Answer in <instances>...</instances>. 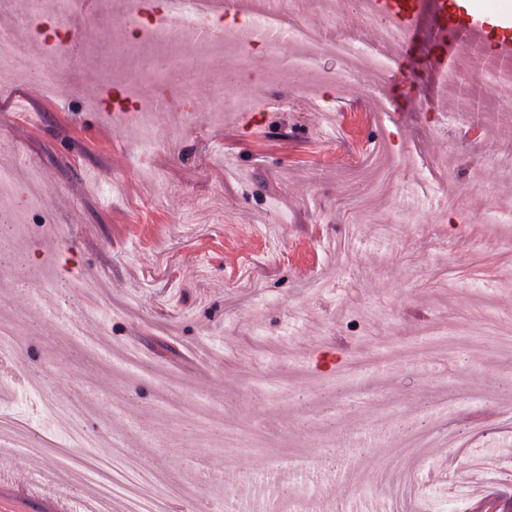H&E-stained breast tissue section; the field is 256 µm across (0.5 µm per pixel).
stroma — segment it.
I'll return each mask as SVG.
<instances>
[{"label": "stroma", "instance_id": "obj_1", "mask_svg": "<svg viewBox=\"0 0 512 512\" xmlns=\"http://www.w3.org/2000/svg\"><path fill=\"white\" fill-rule=\"evenodd\" d=\"M292 7L325 42L376 37L350 0L328 22L316 0ZM60 25L82 63L59 57L55 97L23 74L0 97V169L42 178L37 208L0 193V307L30 360L0 396V512L94 504L116 454L190 512H366L365 481L409 476L449 510L463 482L512 512V178L497 167L512 111L480 84L484 134L463 138L460 91L439 84L474 58L437 45L423 15L384 83L334 82L322 57V112L275 59L253 51L243 74L219 54L187 85L194 112L148 133L134 112L158 83L109 72L115 43L132 68L143 51L123 0H58L16 51L46 59ZM383 167L394 183L372 192ZM90 306L93 349L61 331ZM160 333L193 365L161 360L146 378L108 357ZM172 396L181 418L159 409ZM56 397L82 406L79 425L46 409ZM466 452L500 475L464 471ZM197 458L235 481L203 479Z\"/></svg>", "mask_w": 512, "mask_h": 512}]
</instances>
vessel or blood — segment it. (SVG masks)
Returning a JSON list of instances; mask_svg holds the SVG:
<instances>
[{
    "label": "vessel or blood",
    "instance_id": "obj_1",
    "mask_svg": "<svg viewBox=\"0 0 512 512\" xmlns=\"http://www.w3.org/2000/svg\"><path fill=\"white\" fill-rule=\"evenodd\" d=\"M371 12L394 24L400 36L394 42L399 53H410L413 22L425 0H367ZM437 35L440 40L461 37L474 43L496 45L498 57L512 60V0H500L498 6L486 7L483 0H434Z\"/></svg>",
    "mask_w": 512,
    "mask_h": 512
}]
</instances>
